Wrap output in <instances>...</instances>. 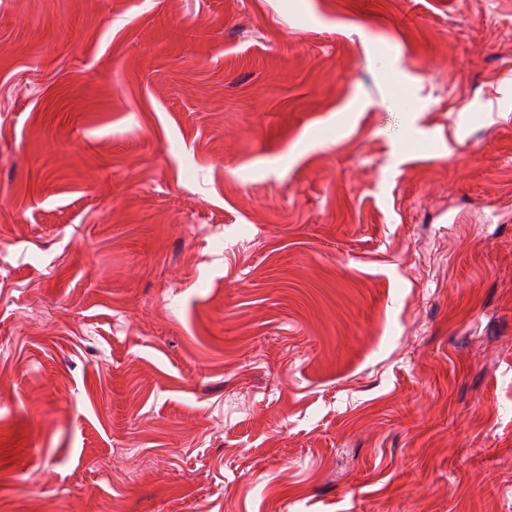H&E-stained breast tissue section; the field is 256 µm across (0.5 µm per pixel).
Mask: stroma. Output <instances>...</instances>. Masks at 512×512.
I'll list each match as a JSON object with an SVG mask.
<instances>
[{
    "instance_id": "obj_1",
    "label": "stroma",
    "mask_w": 512,
    "mask_h": 512,
    "mask_svg": "<svg viewBox=\"0 0 512 512\" xmlns=\"http://www.w3.org/2000/svg\"><path fill=\"white\" fill-rule=\"evenodd\" d=\"M0 512H512V0H0Z\"/></svg>"
}]
</instances>
